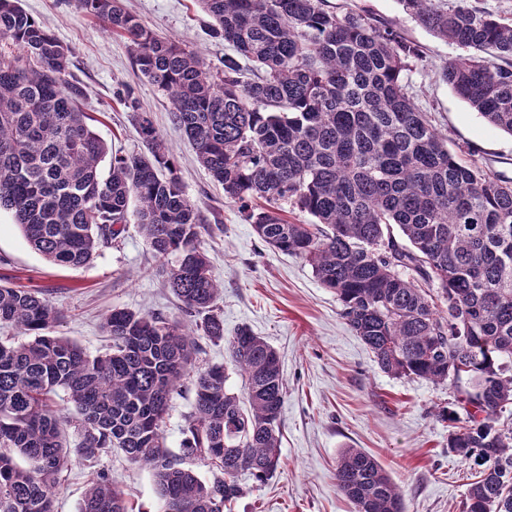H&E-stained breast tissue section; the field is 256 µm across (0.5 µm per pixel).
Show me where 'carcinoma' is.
<instances>
[{
	"label": "carcinoma",
	"instance_id": "1",
	"mask_svg": "<svg viewBox=\"0 0 512 512\" xmlns=\"http://www.w3.org/2000/svg\"><path fill=\"white\" fill-rule=\"evenodd\" d=\"M213 38L233 48L212 71L199 52L158 37L121 0H76L129 41L133 63L171 100L177 128L224 195L246 206L258 237L307 261L336 294L342 317L394 376L455 389L448 451L477 466L465 512H512V182L448 150L409 92L420 47L369 15L326 0H198ZM458 54L439 76L491 126L512 136V23L472 0H401ZM72 51L20 0H0V211L48 262L79 267L134 217L161 260L167 288L194 327L114 308L108 352L91 358L53 334L59 313L26 288L0 285V512H54L57 476L73 458L120 449L151 471L160 512H224L247 473L264 482L280 465L285 383L278 352L241 328L227 343L244 396L226 366L195 367L199 340L224 339L221 293L199 246V209L170 148L133 91L146 152L115 156L69 80ZM255 65L241 76L238 57ZM136 198L138 207L129 203ZM290 206L316 219L295 224ZM190 383L181 450L166 447L173 394ZM64 393L74 413L55 397ZM82 436L68 448L66 431ZM200 460L211 475L190 467ZM336 481L356 512H404L382 464L360 448L336 459ZM79 512H133L117 480L90 481Z\"/></svg>",
	"mask_w": 512,
	"mask_h": 512
}]
</instances>
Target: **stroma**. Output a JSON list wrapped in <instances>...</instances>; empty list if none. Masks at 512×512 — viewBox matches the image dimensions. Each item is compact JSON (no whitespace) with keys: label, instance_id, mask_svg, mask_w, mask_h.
<instances>
[{"label":"stroma","instance_id":"1","mask_svg":"<svg viewBox=\"0 0 512 512\" xmlns=\"http://www.w3.org/2000/svg\"><path fill=\"white\" fill-rule=\"evenodd\" d=\"M157 35L198 50L211 70L224 67L230 48L213 39L197 0H123ZM336 11H362L420 46L405 78L418 107L451 151L500 179L512 180V136L488 125L437 70L456 54L409 16L400 0H328ZM73 51L71 71L87 96L81 108L110 154L141 150L130 112L119 100L132 90L170 147L187 196L205 224L199 241L222 286L216 301L225 337L203 340L198 366L228 363L225 338L246 327L280 355L287 394L280 415L282 463L266 482L243 474L242 497L229 512H354L339 490L336 458L346 448L374 455L400 489L405 512H463L473 468L448 450V424L435 413L454 390L415 377L384 373L341 315L335 293L324 288L305 260L265 244L240 203L224 194L199 164L174 126L167 96L137 71L125 37L78 12L73 0H21ZM0 281L42 293L59 311L55 335L75 341L88 355L110 345L104 315L115 308L179 317V302L165 288L138 224L118 242L99 248L86 265H52L26 242L9 213L0 214ZM114 476L135 512H157L150 471L117 451L74 460L59 478L57 512H78L95 473Z\"/></svg>","mask_w":512,"mask_h":512}]
</instances>
